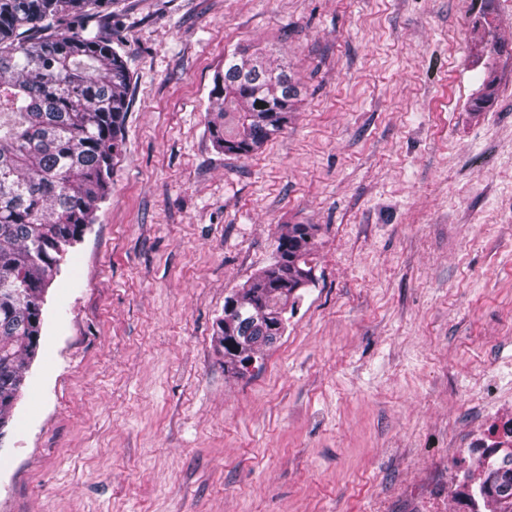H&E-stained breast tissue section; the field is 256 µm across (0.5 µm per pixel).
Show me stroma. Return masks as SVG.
<instances>
[{"label": "stroma", "mask_w": 512, "mask_h": 512, "mask_svg": "<svg viewBox=\"0 0 512 512\" xmlns=\"http://www.w3.org/2000/svg\"><path fill=\"white\" fill-rule=\"evenodd\" d=\"M110 195L53 278L0 432V512H374L512 403V0H124ZM300 78L247 158L207 132L236 47ZM314 224L242 376L224 299Z\"/></svg>", "instance_id": "obj_1"}]
</instances>
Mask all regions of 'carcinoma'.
<instances>
[{"mask_svg":"<svg viewBox=\"0 0 512 512\" xmlns=\"http://www.w3.org/2000/svg\"><path fill=\"white\" fill-rule=\"evenodd\" d=\"M120 0H0V429L37 355L46 290L94 223L122 151L130 75L102 36ZM299 82L263 52L239 48L213 77L207 131L248 157L280 134ZM314 224H290L271 265L225 299L217 342L240 374L287 328L311 280ZM485 505L512 512V466L483 471Z\"/></svg>","mask_w":512,"mask_h":512,"instance_id":"carcinoma-1","label":"carcinoma"}]
</instances>
